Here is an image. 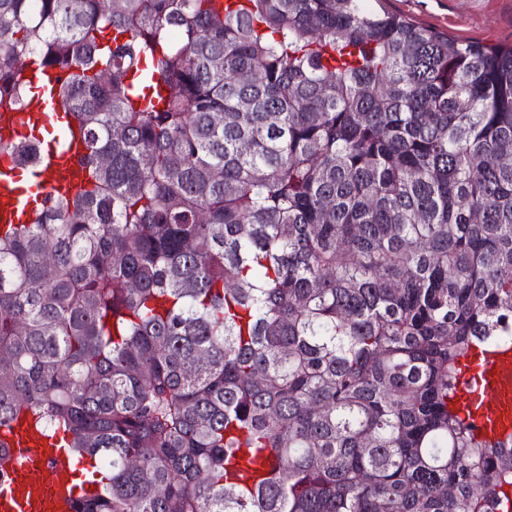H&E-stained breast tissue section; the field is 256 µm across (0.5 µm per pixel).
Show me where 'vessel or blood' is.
<instances>
[{
  "label": "vessel or blood",
  "instance_id": "1",
  "mask_svg": "<svg viewBox=\"0 0 512 512\" xmlns=\"http://www.w3.org/2000/svg\"><path fill=\"white\" fill-rule=\"evenodd\" d=\"M55 105L35 98L27 111L0 113V139L11 140L29 125L45 127L54 120ZM67 130H60L41 164V196L78 182L77 163ZM28 189L19 185L9 165L0 166V225L28 220ZM484 415L475 417L474 431L484 440L512 435V346L493 347L483 361ZM6 454L0 459V512H73L71 462L62 449L52 447L32 421L14 423L0 435Z\"/></svg>",
  "mask_w": 512,
  "mask_h": 512
}]
</instances>
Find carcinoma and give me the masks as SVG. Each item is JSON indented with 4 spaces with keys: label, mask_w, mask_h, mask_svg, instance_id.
Segmentation results:
<instances>
[{
    "label": "carcinoma",
    "mask_w": 512,
    "mask_h": 512,
    "mask_svg": "<svg viewBox=\"0 0 512 512\" xmlns=\"http://www.w3.org/2000/svg\"><path fill=\"white\" fill-rule=\"evenodd\" d=\"M213 2L0 0V112L50 73L86 179L0 231V427L91 459L76 512H512L451 407L512 341V46Z\"/></svg>",
    "instance_id": "carcinoma-1"
}]
</instances>
